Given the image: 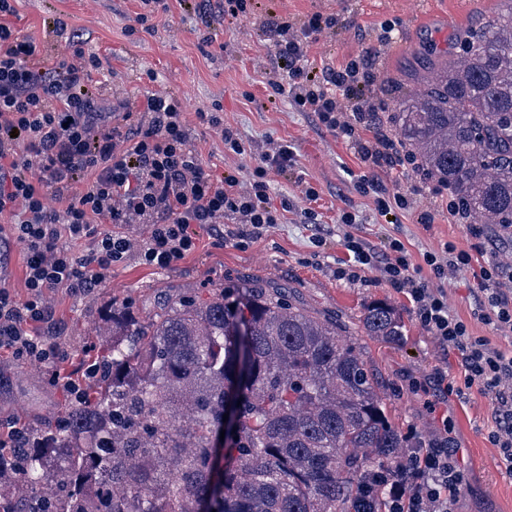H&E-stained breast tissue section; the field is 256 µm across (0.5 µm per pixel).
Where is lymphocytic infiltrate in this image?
<instances>
[{
  "mask_svg": "<svg viewBox=\"0 0 512 512\" xmlns=\"http://www.w3.org/2000/svg\"><path fill=\"white\" fill-rule=\"evenodd\" d=\"M13 0H0V216L8 215L12 240L26 259L25 293L0 283V354L18 362L36 360L52 369L50 381L74 401H82L86 373L70 369L68 350L49 343L39 327L50 323L46 293L62 289L93 296L111 276L114 265L131 251L143 264L168 267L196 248L200 228L231 220L224 235L238 244L261 238L282 223L284 208L271 200L269 171L288 168L293 155L275 147L240 182L232 173L216 176L189 143L180 102L165 91L147 96L142 107L124 106L120 122L88 84L96 64L86 55L79 33L68 39L69 54L53 62L41 57L39 45L16 27ZM332 18L315 14L300 29L275 20L268 31L277 69L290 83H273L274 93H290L300 111L316 114L325 128L350 141L369 165L356 184L372 198L378 212L406 207L407 198L390 193L387 172L407 173L415 160L376 123L365 89L376 81L368 57L358 55L338 67H311L307 47L314 35L331 27ZM82 191H74L76 182ZM64 201L47 206L48 197ZM146 224L142 241L123 230ZM81 241L83 253L60 246L61 238ZM353 267L380 266L384 280L406 294L415 321L439 344L460 358L465 388L480 387L495 400L490 442L512 474V352L472 336L451 314L448 296L438 282L470 269L472 255L444 243L423 256L434 282L411 273L404 243L391 239L383 251L364 247L354 237L343 241ZM474 290L475 314L500 331L512 332V265L480 267ZM27 423L0 424V471L19 473L20 451L44 445ZM462 475L447 448H413L403 478L391 481L386 512H456Z\"/></svg>",
  "mask_w": 512,
  "mask_h": 512,
  "instance_id": "1",
  "label": "lymphocytic infiltrate"
}]
</instances>
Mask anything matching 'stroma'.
Segmentation results:
<instances>
[{"mask_svg": "<svg viewBox=\"0 0 512 512\" xmlns=\"http://www.w3.org/2000/svg\"><path fill=\"white\" fill-rule=\"evenodd\" d=\"M168 4V11L155 13L149 34L125 33L142 10L140 0H16V25L50 58L67 52L70 33L80 32L85 52L99 58L91 84L105 105L126 101L137 106L157 90L178 98L190 144L215 175L246 174L265 152L290 147L292 165L269 174L275 201L288 203L285 221L243 248L201 231L196 250L169 268L146 266L137 256H128L90 298L51 292L47 304L53 321L45 336L73 352L107 337L105 317L119 301L140 310L164 294L231 282L259 281L286 289L299 307L335 316L348 326L403 431L426 443L447 430L448 449L463 474L457 512H512V475L501 467L499 450L488 438L494 425L492 395L475 387L461 395L437 393L433 378L439 371L447 372L449 383L462 385L457 354L443 350L415 322L405 294L384 281L379 267L364 269L353 280L336 274L348 263L343 240L349 234L377 250L388 239H400L416 276L423 279L431 276L424 253L447 242L472 253L481 239L449 215L447 197L411 193L410 175L396 171L387 174L388 187L407 193L409 206L380 216L372 199L356 190L368 166L351 143L319 127L292 98L272 92L271 82H285L286 76L274 67V47L265 32L273 17L298 29L314 13L334 16L335 27L310 42V63L320 69L369 55L379 79L366 96L380 107L384 129L396 137L400 131L391 117L397 99L422 89L419 77L431 55L455 54L463 31L495 19L499 0H254L246 18L209 28L179 0ZM385 20L396 24L386 41L379 28ZM216 105L225 126L248 146L246 158L225 155L220 137L199 124L197 111ZM309 187L318 192L317 200L306 198ZM310 210L328 231L320 247L305 219ZM346 212L355 214V223H342ZM473 284L471 271L449 275L444 289L451 313L467 323L471 335L487 338L502 351L512 350V333L474 318ZM375 301L401 313L403 342L387 343L362 333V311ZM49 378L44 364L1 357L0 419L18 418L42 430L55 426L70 398Z\"/></svg>", "mask_w": 512, "mask_h": 512, "instance_id": "stroma-1", "label": "stroma"}]
</instances>
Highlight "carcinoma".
<instances>
[{
    "label": "carcinoma",
    "instance_id": "carcinoma-1",
    "mask_svg": "<svg viewBox=\"0 0 512 512\" xmlns=\"http://www.w3.org/2000/svg\"><path fill=\"white\" fill-rule=\"evenodd\" d=\"M396 123L472 220L512 225V5L397 102ZM360 323L403 340L388 304ZM109 329L110 345L77 352L95 365L86 402L0 477L11 512H385V483L419 447L346 326L279 288L166 294L143 317L115 305Z\"/></svg>",
    "mask_w": 512,
    "mask_h": 512
}]
</instances>
